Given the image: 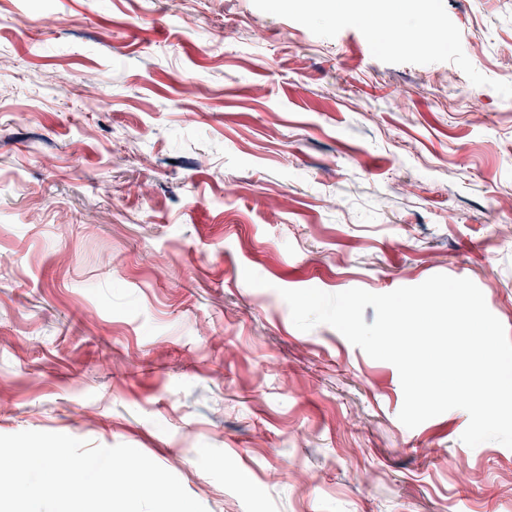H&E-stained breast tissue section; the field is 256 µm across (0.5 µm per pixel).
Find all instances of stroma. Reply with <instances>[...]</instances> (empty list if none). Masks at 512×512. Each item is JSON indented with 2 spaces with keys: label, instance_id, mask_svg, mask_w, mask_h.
<instances>
[{
  "label": "stroma",
  "instance_id": "obj_1",
  "mask_svg": "<svg viewBox=\"0 0 512 512\" xmlns=\"http://www.w3.org/2000/svg\"><path fill=\"white\" fill-rule=\"evenodd\" d=\"M423 3L415 52L345 0H0V434L135 447L207 512H512V449L406 428L279 294L468 278L512 338V0Z\"/></svg>",
  "mask_w": 512,
  "mask_h": 512
}]
</instances>
